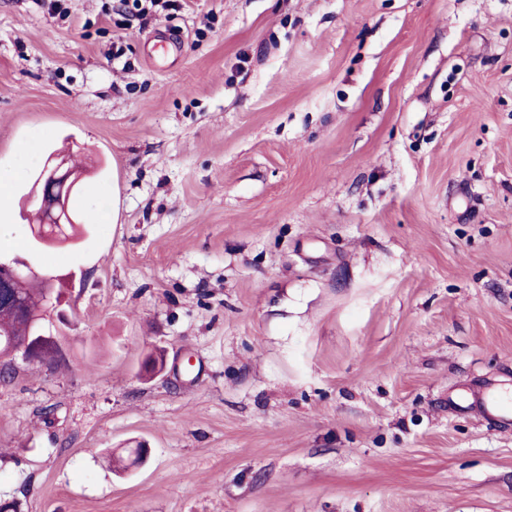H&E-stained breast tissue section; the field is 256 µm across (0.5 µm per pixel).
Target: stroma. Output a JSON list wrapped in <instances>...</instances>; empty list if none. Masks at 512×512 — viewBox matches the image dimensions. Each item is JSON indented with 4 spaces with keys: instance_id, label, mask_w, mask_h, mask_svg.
<instances>
[{
    "instance_id": "stroma-1",
    "label": "stroma",
    "mask_w": 512,
    "mask_h": 512,
    "mask_svg": "<svg viewBox=\"0 0 512 512\" xmlns=\"http://www.w3.org/2000/svg\"><path fill=\"white\" fill-rule=\"evenodd\" d=\"M63 7L0 0V170L79 155L117 220L35 248L14 184L68 318L0 383V503L512 512V418L448 405L512 388V0Z\"/></svg>"
}]
</instances>
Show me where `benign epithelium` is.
Listing matches in <instances>:
<instances>
[{"mask_svg": "<svg viewBox=\"0 0 512 512\" xmlns=\"http://www.w3.org/2000/svg\"><path fill=\"white\" fill-rule=\"evenodd\" d=\"M85 173L75 169L70 164V157L66 154L54 152L50 154L43 168L32 179L29 191L23 196L24 205L38 204L39 209L53 215L58 224H77L78 216L69 209V198L78 191ZM31 238L42 247L54 246L68 239V235L52 231L46 223L29 225ZM18 279L32 280L45 288V294L50 297L53 310L57 317L63 316L61 296L54 294L51 280L40 274L24 260L13 259L4 261L0 259V323L4 318L14 314L17 305L16 297L11 292L8 282ZM48 349L56 351L58 356L65 357L63 347L52 338L39 334L24 342L13 343L8 347L0 348V380L5 382L10 377V368L20 358L26 362L41 361L39 350Z\"/></svg>", "mask_w": 512, "mask_h": 512, "instance_id": "obj_1", "label": "benign epithelium"}]
</instances>
